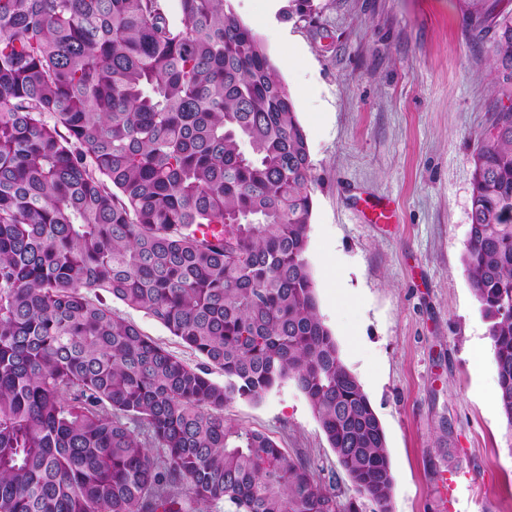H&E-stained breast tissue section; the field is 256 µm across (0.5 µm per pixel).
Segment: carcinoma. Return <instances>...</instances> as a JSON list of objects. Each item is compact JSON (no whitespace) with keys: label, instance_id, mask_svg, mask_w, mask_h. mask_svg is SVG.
Segmentation results:
<instances>
[{"label":"carcinoma","instance_id":"cac0c4a2","mask_svg":"<svg viewBox=\"0 0 512 512\" xmlns=\"http://www.w3.org/2000/svg\"><path fill=\"white\" fill-rule=\"evenodd\" d=\"M178 6L181 29L161 0H0V512H359L224 418L288 379L390 512L384 429L317 310L295 102L229 0ZM470 26L498 98L464 261L512 424V12ZM106 302L112 306V309L116 313L135 324L144 335L150 337L155 342L168 349L179 359L191 366L202 362V359L195 352L187 348L180 342V340L172 336L170 332L159 322L147 317L142 312L126 307L121 302H112L110 298H107Z\"/></svg>","mask_w":512,"mask_h":512}]
</instances>
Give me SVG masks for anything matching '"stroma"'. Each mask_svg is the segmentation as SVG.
<instances>
[{"instance_id":"obj_1","label":"stroma","mask_w":512,"mask_h":512,"mask_svg":"<svg viewBox=\"0 0 512 512\" xmlns=\"http://www.w3.org/2000/svg\"><path fill=\"white\" fill-rule=\"evenodd\" d=\"M492 0H231L288 88L313 164L307 257L318 313L385 432L391 512H512V425L465 270L472 155L497 97L469 17ZM388 218H379L380 204ZM113 310L189 365L159 322ZM225 418L308 459L359 500L294 381Z\"/></svg>"}]
</instances>
